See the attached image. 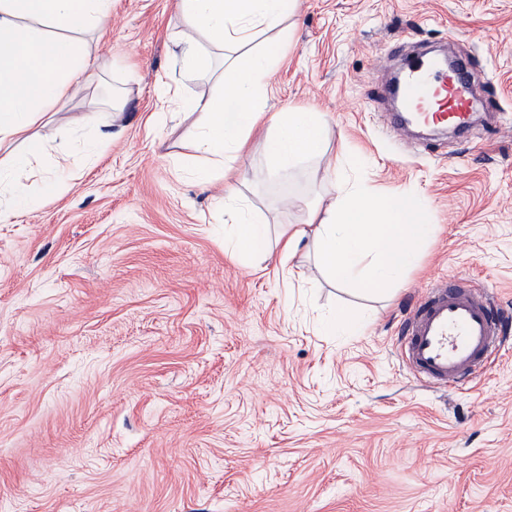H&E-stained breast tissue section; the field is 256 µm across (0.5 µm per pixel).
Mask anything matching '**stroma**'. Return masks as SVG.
I'll list each match as a JSON object with an SVG mask.
<instances>
[{"mask_svg": "<svg viewBox=\"0 0 512 512\" xmlns=\"http://www.w3.org/2000/svg\"><path fill=\"white\" fill-rule=\"evenodd\" d=\"M291 22L266 110L324 113L325 157L268 177L255 136L206 184L179 156L181 103L222 86L184 70L176 0H112L82 33L103 65L46 115L38 205L0 223V512H512V336L465 389L397 345L442 278L512 308V0H298ZM417 43L471 57L467 135L390 126L385 86ZM118 96L86 156L97 132L71 114ZM333 178L426 203L401 284L339 285L308 245L228 257L225 183L273 237ZM339 309L364 329L328 332Z\"/></svg>", "mask_w": 512, "mask_h": 512, "instance_id": "35a3bbf8", "label": "stroma"}]
</instances>
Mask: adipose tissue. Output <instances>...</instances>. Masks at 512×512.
Listing matches in <instances>:
<instances>
[{
	"label": "adipose tissue",
	"instance_id": "obj_1",
	"mask_svg": "<svg viewBox=\"0 0 512 512\" xmlns=\"http://www.w3.org/2000/svg\"><path fill=\"white\" fill-rule=\"evenodd\" d=\"M296 0H179L182 30L176 41L184 68L194 74L218 70L223 92L186 101L199 113L196 134L182 147L193 155L237 158L253 133H260L273 171L287 176L301 163L323 157L328 142L322 113L287 111L267 116L264 99L271 69L288 38L281 21L292 16ZM112 0H0V151H10L11 169L0 186L13 202L0 206V222L32 208L24 181L45 144L37 133L44 115L90 80L91 56L80 32L104 24ZM277 29L260 52L244 45L258 29ZM208 36L216 54L201 50ZM27 144L26 153L12 150ZM425 208L413 196L396 192L374 196L341 183L307 208L301 224L284 225L277 242L283 259L310 243L322 268L334 280L367 289L397 284L420 258L431 236Z\"/></svg>",
	"mask_w": 512,
	"mask_h": 512
}]
</instances>
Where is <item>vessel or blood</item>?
Instances as JSON below:
<instances>
[{"label":"vessel or blood","instance_id":"vessel-or-blood-1","mask_svg":"<svg viewBox=\"0 0 512 512\" xmlns=\"http://www.w3.org/2000/svg\"><path fill=\"white\" fill-rule=\"evenodd\" d=\"M429 90L435 101L424 113L425 125L466 130L473 104L470 60L457 59L445 70L426 54L410 57L401 77L403 96ZM503 323L504 311L493 300L451 278L434 285L411 313L399 349L416 376L462 386L502 346Z\"/></svg>","mask_w":512,"mask_h":512}]
</instances>
